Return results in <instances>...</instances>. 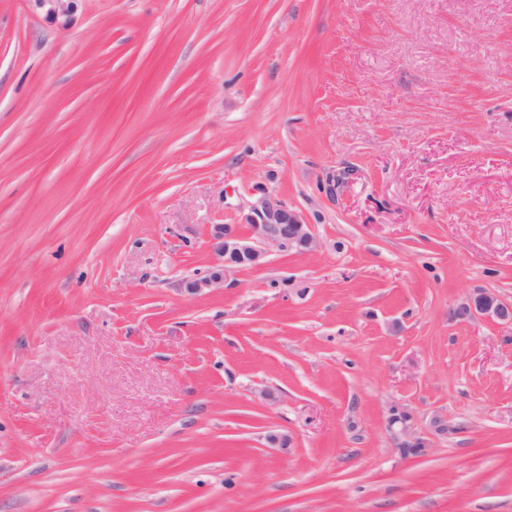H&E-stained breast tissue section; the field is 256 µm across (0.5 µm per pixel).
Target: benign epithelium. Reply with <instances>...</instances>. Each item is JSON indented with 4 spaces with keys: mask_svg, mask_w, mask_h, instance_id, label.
I'll use <instances>...</instances> for the list:
<instances>
[{
    "mask_svg": "<svg viewBox=\"0 0 512 512\" xmlns=\"http://www.w3.org/2000/svg\"><path fill=\"white\" fill-rule=\"evenodd\" d=\"M47 16H70L76 0H35ZM245 231L231 224L214 225L217 265L207 277L191 281L187 290L200 294L211 288H220L237 271L257 267L264 263L269 250L301 253L314 244L311 225L295 209H290L276 195L267 194L252 206L245 216ZM458 317H490L499 324L512 326V304L493 294L476 295L456 309ZM398 426L393 432L396 445L402 449L424 451L425 442L416 435L402 418H390V426Z\"/></svg>",
    "mask_w": 512,
    "mask_h": 512,
    "instance_id": "benign-epithelium-1",
    "label": "benign epithelium"
}]
</instances>
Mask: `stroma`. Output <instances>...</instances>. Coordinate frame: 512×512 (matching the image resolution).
Returning a JSON list of instances; mask_svg holds the SVG:
<instances>
[{
  "instance_id": "stroma-1",
  "label": "stroma",
  "mask_w": 512,
  "mask_h": 512,
  "mask_svg": "<svg viewBox=\"0 0 512 512\" xmlns=\"http://www.w3.org/2000/svg\"><path fill=\"white\" fill-rule=\"evenodd\" d=\"M266 193L315 246L189 294ZM481 292L512 0H0V512H512ZM398 425V430L393 432L396 445L402 449H412L415 451H425V442L416 435L411 426L407 424L406 419L395 418L394 410L390 418V427Z\"/></svg>"
}]
</instances>
